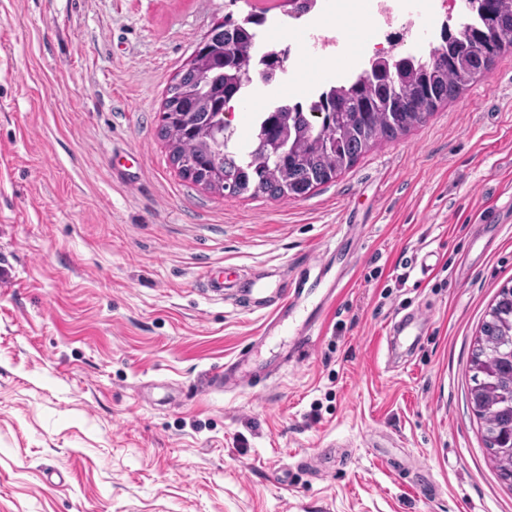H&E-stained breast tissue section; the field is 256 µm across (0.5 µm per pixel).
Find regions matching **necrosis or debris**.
Wrapping results in <instances>:
<instances>
[{
	"label": "necrosis or debris",
	"instance_id": "obj_1",
	"mask_svg": "<svg viewBox=\"0 0 512 512\" xmlns=\"http://www.w3.org/2000/svg\"><path fill=\"white\" fill-rule=\"evenodd\" d=\"M369 17L372 52L348 58L338 31L326 28L324 18ZM450 0H309L303 12L289 15L288 27L314 55L333 54L344 79H352L369 69L377 56L394 54L405 41L416 40L419 52H427L442 42L444 28L456 27Z\"/></svg>",
	"mask_w": 512,
	"mask_h": 512
}]
</instances>
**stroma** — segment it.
I'll use <instances>...</instances> for the list:
<instances>
[{
    "mask_svg": "<svg viewBox=\"0 0 512 512\" xmlns=\"http://www.w3.org/2000/svg\"><path fill=\"white\" fill-rule=\"evenodd\" d=\"M257 4L0 0V512H512L469 399L512 286V50L307 197L231 196L183 178L159 115ZM345 268L297 364L205 392L267 321L243 274L320 295Z\"/></svg>",
    "mask_w": 512,
    "mask_h": 512,
    "instance_id": "obj_1",
    "label": "stroma"
}]
</instances>
